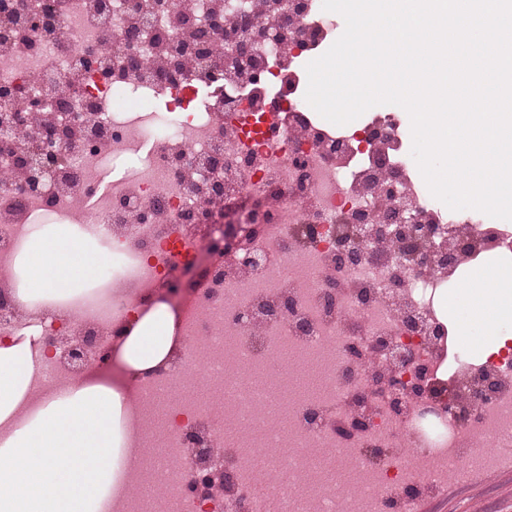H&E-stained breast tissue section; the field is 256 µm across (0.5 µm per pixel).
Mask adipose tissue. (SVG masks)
Here are the masks:
<instances>
[{"label":"adipose tissue","mask_w":512,"mask_h":512,"mask_svg":"<svg viewBox=\"0 0 512 512\" xmlns=\"http://www.w3.org/2000/svg\"><path fill=\"white\" fill-rule=\"evenodd\" d=\"M106 259L91 256L73 228L51 225L17 260L19 296L61 300L95 277ZM461 344L477 357L497 353L512 337V260L490 259L461 275L448 298ZM183 338L164 301L145 310L116 350L130 372L177 355ZM41 363L29 338L0 343V423L13 421ZM125 392L102 376L59 389L23 426L0 438V512H108L109 489L121 481Z\"/></svg>","instance_id":"obj_1"}]
</instances>
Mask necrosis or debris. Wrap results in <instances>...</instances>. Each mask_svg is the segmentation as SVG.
<instances>
[{"label":"necrosis or debris","instance_id":"1","mask_svg":"<svg viewBox=\"0 0 512 512\" xmlns=\"http://www.w3.org/2000/svg\"><path fill=\"white\" fill-rule=\"evenodd\" d=\"M252 10L253 0H196L190 9L169 0L161 11L154 0H0V343L27 333L79 336L88 353L84 373L103 370L143 307L158 293L172 294L177 267L209 256V278L177 303L186 336L179 361L136 380L123 424L132 462L127 481L112 488L109 512H198L188 480L208 457L223 461L237 494L214 481L207 512H296L301 502L306 512H415L424 486L445 482L465 459L477 454L482 468L499 466L500 448L512 441V345L475 363L459 352L454 333L437 345L409 337L388 290L405 281L424 322L441 323L451 273L421 267L408 278L380 260L337 265L359 216L376 207L360 188L372 159L358 134L314 118L299 91L293 51L300 34L314 50L337 38L336 22L321 0H303L291 15L281 0H269L263 24L279 28V39L251 38L240 54L238 26ZM198 59L234 67L239 78L174 83L156 74ZM63 83L75 92L72 112L59 120L80 116L88 130L82 142L16 124L29 97L54 94ZM160 96L162 112L114 108L121 97ZM369 125L387 133L402 190L423 223L463 225L472 249L459 267L512 254L511 224L437 205L398 113H375ZM147 137L153 147L138 156ZM46 139L58 163L39 190L23 191L14 146ZM218 150L223 167H199ZM124 160L131 163L125 176L102 188L103 172ZM216 184L225 200L245 204L237 216L247 226L243 239L256 270H242L236 254L188 230ZM52 224L73 225L110 262L91 289L71 299L20 300L18 254ZM380 336L406 345L413 368L442 383L445 398H456L461 379L480 369L496 374L499 390L489 399L470 398V414L461 420L427 423L398 413L375 382L386 358L367 343ZM283 346L293 361L281 381L311 367L325 379L318 390L289 392L284 433L264 393L239 383L271 367ZM74 380L68 362L45 363L31 380L24 414ZM359 396L371 401L368 417L354 408ZM229 423L238 427L232 442L224 439ZM276 448L288 456H273ZM262 453L273 460L259 474ZM326 455L352 466L351 488L323 484ZM144 482L157 487L155 500L136 494ZM260 482L266 494L257 492Z\"/></svg>","mask_w":512,"mask_h":512}]
</instances>
